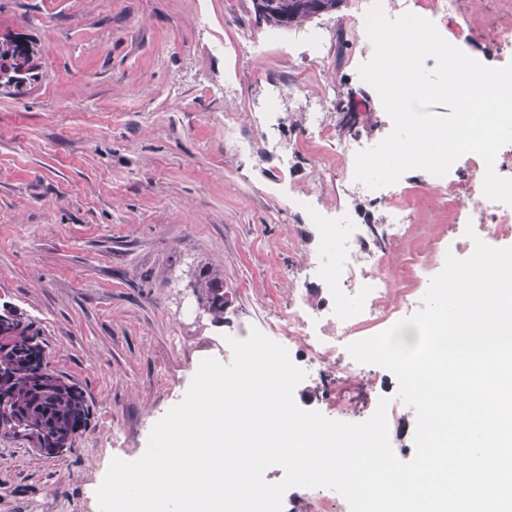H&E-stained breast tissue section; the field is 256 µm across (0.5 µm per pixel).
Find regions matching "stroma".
<instances>
[{
	"mask_svg": "<svg viewBox=\"0 0 512 512\" xmlns=\"http://www.w3.org/2000/svg\"><path fill=\"white\" fill-rule=\"evenodd\" d=\"M362 2L274 31L256 24L250 0H0V36L41 50L24 95L0 88V303L40 324L51 369L79 383L90 406L86 431L58 456L0 435V512H99L112 459L143 455L197 360L223 359L225 337L256 316L287 314L291 290L321 292L300 267L335 259L336 245L293 208L297 192L337 203L356 223H383L386 204L343 191L338 115L319 94L333 85L362 112V139L385 137V111L353 65L369 40L357 30L336 39L337 22ZM469 2L440 33L451 41L470 30L473 55L494 63L493 35L512 29V11ZM267 81L298 92L263 134L248 106ZM426 178L411 170L400 180L413 215L387 271L400 295H425L437 273L432 245L448 235V207L422 192ZM207 269L235 297L220 323L186 315ZM384 373L362 371L371 398L351 413L318 383L301 399L351 422L389 398L391 445L413 447L416 420Z\"/></svg>",
	"mask_w": 512,
	"mask_h": 512,
	"instance_id": "stroma-1",
	"label": "stroma"
}]
</instances>
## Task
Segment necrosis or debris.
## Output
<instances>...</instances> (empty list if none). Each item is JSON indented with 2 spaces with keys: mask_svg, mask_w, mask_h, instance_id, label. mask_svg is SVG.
Wrapping results in <instances>:
<instances>
[{
  "mask_svg": "<svg viewBox=\"0 0 512 512\" xmlns=\"http://www.w3.org/2000/svg\"><path fill=\"white\" fill-rule=\"evenodd\" d=\"M484 174L482 158L469 153L445 176H429L428 189L448 193V239L435 243L436 260L472 250L471 239L464 235L469 226L492 247L502 248L512 242V206L484 196ZM314 218L343 241L332 273H325L315 260L305 262L308 275L327 278V288L320 296L302 297L289 304L287 317H261L258 328L284 346L294 364H308L317 375L338 369L356 374L362 366L346 350L354 334L364 328L387 330L413 306L407 297L392 302L394 290L385 275L411 233L412 217L405 207H393L379 233L369 237L358 225L334 223L330 209L315 212Z\"/></svg>",
  "mask_w": 512,
  "mask_h": 512,
  "instance_id": "obj_1",
  "label": "necrosis or debris"
}]
</instances>
